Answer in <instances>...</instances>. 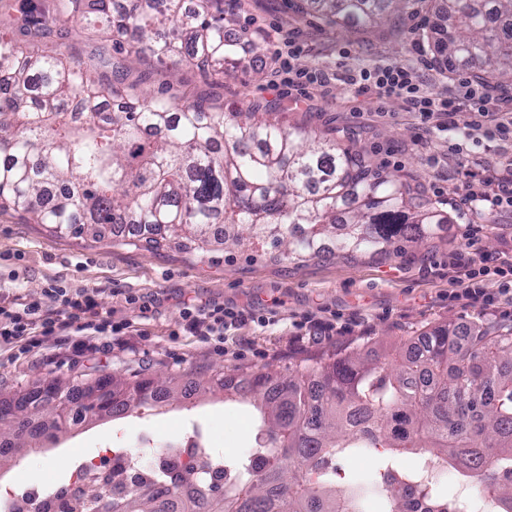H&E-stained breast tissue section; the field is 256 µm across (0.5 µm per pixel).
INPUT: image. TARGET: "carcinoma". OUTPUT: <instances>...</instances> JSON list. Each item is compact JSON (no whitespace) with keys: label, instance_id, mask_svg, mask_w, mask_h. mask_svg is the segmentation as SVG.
Segmentation results:
<instances>
[{"label":"carcinoma","instance_id":"obj_1","mask_svg":"<svg viewBox=\"0 0 512 512\" xmlns=\"http://www.w3.org/2000/svg\"><path fill=\"white\" fill-rule=\"evenodd\" d=\"M329 21L367 26L404 9L406 0H312ZM436 26L453 67L480 80L512 82V0H442ZM45 23L35 0H19L23 23L0 32V213H17L76 238L123 232L150 250L194 251L256 240L289 255L383 251L435 238L447 217L406 179L361 164L357 153L305 130L288 131L254 112L227 115L172 93L140 92L132 108L103 109L123 97L127 66H89L65 56L56 39L92 28L126 55L146 44L162 61L188 58L213 79L238 61L224 0H53ZM415 354L385 363L341 353L286 376L261 374L247 385L223 381L258 412L252 452L227 465L208 449L224 500L176 495L165 470L138 480L121 512H408L404 483L427 512H445L448 468L488 490L512 512V326L434 327ZM112 387L113 416L202 392L193 379L99 377L64 387L73 400ZM33 387L0 409V463L61 432L53 412L30 414ZM424 449L412 471L402 451ZM371 454L368 489L336 486L334 459ZM288 459L291 466L282 465Z\"/></svg>","mask_w":512,"mask_h":512}]
</instances>
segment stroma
I'll list each match as a JSON object with an SVG mask.
<instances>
[{"label": "stroma", "mask_w": 512, "mask_h": 512, "mask_svg": "<svg viewBox=\"0 0 512 512\" xmlns=\"http://www.w3.org/2000/svg\"><path fill=\"white\" fill-rule=\"evenodd\" d=\"M435 0H411L390 22L370 28L326 24L302 0H224L232 37L263 46L260 55L227 68L221 81L196 66H171L151 53L131 64L126 84L155 93L174 87L188 100L227 112H276L288 129H305L353 147L362 162L415 178L448 218L439 238L383 253L321 257L287 256L271 246L150 251L138 245L92 243L49 232L45 226L0 214V306L12 312L36 303L65 314L51 289L68 296L92 294L99 318L123 324L122 332L89 333L82 353L53 336L27 350L0 349V398H15L36 382L82 385L97 377L149 378L288 374L342 350L376 349L379 355L410 346L422 332L451 323L472 327L512 323V297L485 306L452 299L448 264L461 256L512 257V211L489 210L463 200L455 169L465 162L485 177L495 171L503 143L479 141L462 129L423 131L397 101L378 104L355 95L344 74L400 62L419 70L428 90L460 91L469 71L449 70L434 22ZM305 44L299 67L328 73L329 82L306 94L274 80L276 31ZM462 144L461 161L448 146ZM207 303L245 314L226 322L223 334L185 331L184 307ZM200 427L212 434L227 461L253 447L252 407L221 386L190 400L166 401L121 419L85 421L59 433L56 442L0 464L17 489L69 480L77 464L100 461L108 448L163 443Z\"/></svg>", "instance_id": "1"}]
</instances>
